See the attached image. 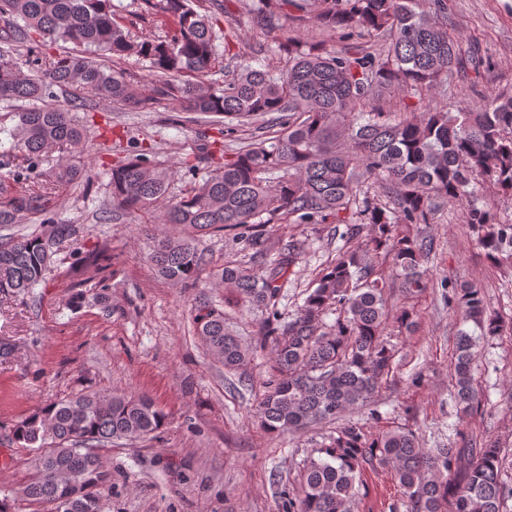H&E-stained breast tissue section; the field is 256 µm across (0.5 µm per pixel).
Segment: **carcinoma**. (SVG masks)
<instances>
[{
    "instance_id": "1",
    "label": "carcinoma",
    "mask_w": 512,
    "mask_h": 512,
    "mask_svg": "<svg viewBox=\"0 0 512 512\" xmlns=\"http://www.w3.org/2000/svg\"><path fill=\"white\" fill-rule=\"evenodd\" d=\"M140 8L169 24L163 37L134 41L116 19L112 0H0V102L21 104L11 132V167L0 175V226L36 219L39 232L0 243V295L17 297L41 284L58 246L77 241L83 227L61 220L54 203L61 189L83 177L85 131L53 99L56 86L75 102L87 96L128 109L176 101L186 112L211 115L235 126L259 123L262 137L238 149L206 177L168 195L169 175L146 166L140 153L112 166V216L152 217L169 196L162 223L199 235H230L253 258L277 256L259 275L245 262L213 268L187 232L154 236L149 261L168 281L197 288L222 285L264 314L258 339L238 336L224 309L203 301L193 310L194 332L232 372L244 370L258 349L272 356L254 417L269 434H291L338 420L367 404L393 369L384 340L391 315L389 288L401 282L412 298L430 287L434 244L415 231L433 223L440 204L473 197L492 183L512 196V95L475 92L477 101L418 112L393 121L381 102L393 93L422 98L448 88L454 76L485 59L464 55L448 26L446 0H247L251 22L311 25L313 39L288 38L267 63L240 64L228 72L218 33L200 0H140ZM338 37L327 47L324 36ZM49 43L62 50L45 53ZM135 57L148 64L152 95L116 66ZM222 74L218 80L214 75ZM278 113L277 122L262 120ZM58 149L51 171L37 161ZM342 224L344 244L307 290L303 304L284 318L282 287L301 256V244L273 237L268 224ZM465 223L488 258L512 263V224L471 204ZM389 260L390 274L371 257ZM80 269L109 266L118 256L104 245L80 258ZM77 288L112 315L119 308L108 285ZM448 305L460 309L482 336L501 322L486 315L482 289L453 285ZM334 312L331 323L324 322ZM474 337L460 332L453 363L460 413L480 408L472 381ZM166 414L146 396L77 394L31 411L12 429L11 442L33 451L25 482L0 496V512H100L112 482L100 449L115 440L138 441L159 431ZM502 450L477 447L426 449L410 430L368 437L348 421L318 456L304 460L300 490H280L284 512H351L360 474L389 466L401 492L392 512H502Z\"/></svg>"
}]
</instances>
